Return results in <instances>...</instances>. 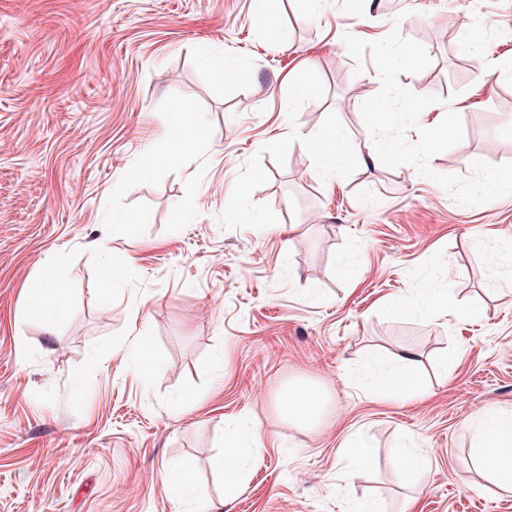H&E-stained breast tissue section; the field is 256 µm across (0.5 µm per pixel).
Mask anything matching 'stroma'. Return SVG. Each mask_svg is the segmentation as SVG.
I'll use <instances>...</instances> for the list:
<instances>
[{
  "label": "stroma",
  "mask_w": 512,
  "mask_h": 512,
  "mask_svg": "<svg viewBox=\"0 0 512 512\" xmlns=\"http://www.w3.org/2000/svg\"><path fill=\"white\" fill-rule=\"evenodd\" d=\"M395 28L431 57L399 77L438 98L420 127L463 121L431 168L512 161V0H0V512H512L468 429L512 412V196L463 206L368 162L379 78L342 36ZM292 123L335 134L339 164L283 145ZM50 260L68 308L48 321L26 303ZM438 281L448 316L418 313ZM403 349L419 393L381 399L366 371ZM298 379L326 395L311 428L275 410ZM238 429L260 455L228 486ZM357 431L373 467L347 466ZM405 446L429 460L413 482Z\"/></svg>",
  "instance_id": "stroma-1"
}]
</instances>
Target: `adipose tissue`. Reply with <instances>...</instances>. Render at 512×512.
<instances>
[{
  "label": "adipose tissue",
  "mask_w": 512,
  "mask_h": 512,
  "mask_svg": "<svg viewBox=\"0 0 512 512\" xmlns=\"http://www.w3.org/2000/svg\"><path fill=\"white\" fill-rule=\"evenodd\" d=\"M418 359L408 350L396 355L389 366L373 371L372 382L384 397L407 395L416 387ZM326 403L324 393L315 385L298 383L290 387L282 404L289 419L302 424L318 422ZM473 451L481 467L498 483L512 490V414L488 410L475 418Z\"/></svg>",
  "instance_id": "obj_1"
}]
</instances>
